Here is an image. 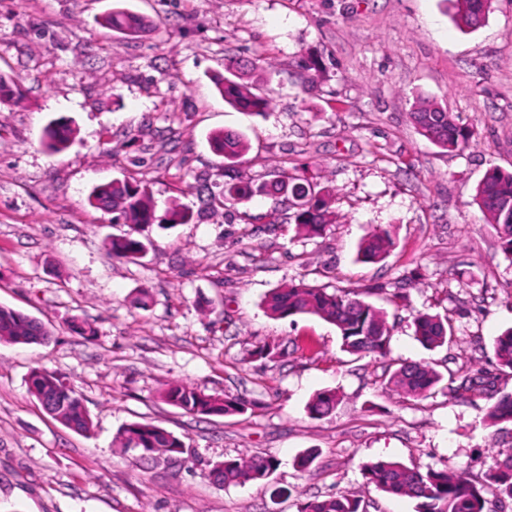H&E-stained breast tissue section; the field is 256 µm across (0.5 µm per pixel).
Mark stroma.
<instances>
[{
  "label": "stroma",
  "instance_id": "obj_1",
  "mask_svg": "<svg viewBox=\"0 0 512 512\" xmlns=\"http://www.w3.org/2000/svg\"><path fill=\"white\" fill-rule=\"evenodd\" d=\"M115 7L155 30L103 27ZM239 58L266 63L267 114L217 92L215 77ZM0 71L25 90L0 103V305L52 332L46 345L0 344V512H298L345 493L365 512H421L420 500L366 484L362 465L385 459L481 481L512 447V430L484 422L490 398L453 389L472 376L512 391L492 350L512 327V260L473 201L489 168L512 171V0H493L471 32L443 0H0ZM419 96L474 126L465 150L418 134L409 113ZM60 118L73 135L53 154L41 135ZM222 128L250 142L230 169L208 142ZM281 173L331 189L336 221L322 236L297 237L276 221L273 199L216 210L197 192ZM124 178L192 212L150 230L135 262L112 258L105 240L125 227L87 202L93 186ZM378 226L393 248L358 261ZM299 280L363 291L385 308L388 360L344 352L318 317L268 315L266 296ZM400 288L407 302L397 307ZM419 312L450 317L453 342L423 348ZM76 321L95 339L74 332ZM263 344L282 356L251 358ZM399 360L438 370L436 392L393 391L387 364ZM35 367L76 392L91 432L47 414L27 388ZM176 382L251 406L188 414L161 398ZM327 389L339 404L312 417L310 399ZM132 422L172 432L185 453L137 460L115 441ZM308 450L314 462L297 471ZM254 453L278 462L267 480H210L212 463Z\"/></svg>",
  "mask_w": 512,
  "mask_h": 512
}]
</instances>
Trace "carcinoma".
I'll return each mask as SVG.
<instances>
[{
	"label": "carcinoma",
	"instance_id": "cac0c4a2",
	"mask_svg": "<svg viewBox=\"0 0 512 512\" xmlns=\"http://www.w3.org/2000/svg\"><path fill=\"white\" fill-rule=\"evenodd\" d=\"M492 0H454L455 20L461 27L471 29L481 17H486ZM102 24L118 33L136 37L148 31L153 23L143 15L124 8H114ZM217 89L224 101L250 114L263 115L271 100L263 93L251 90L238 79L220 78ZM23 98L21 84L14 77L0 73V101ZM410 118L419 134L438 148L447 152L464 150L474 136V128L463 124L441 104L419 99L415 102ZM71 130L61 122L49 123L43 131V144L51 152L67 148ZM214 153L224 157V164L233 166L249 150L250 144L239 132L218 130L209 135ZM286 187L281 201L292 206L288 220L294 222L295 232L302 236H320L327 225L333 223L334 212L329 200L330 190L318 187L313 179L299 176L260 183H242L235 179L224 182L220 191L222 200L207 195L210 204H238L255 196H275ZM91 206L112 215V223L124 224L128 232L107 241L108 250L116 259L134 262L147 249L143 233L153 225L160 227L186 224L190 213L183 207L169 205L158 210L147 186L127 180L114 179L96 186L88 196ZM475 202L498 235L503 254L512 259V172L499 168L488 169L476 188ZM392 245L390 232L375 228L360 245L358 258L363 262L377 263L385 259ZM267 313L276 318L295 315L317 316L333 325L339 333L344 351L357 357L385 358L390 350L391 327L387 312L364 300L361 294L343 288L328 290L301 280L286 284L271 292L265 300ZM414 335L425 348L432 350L451 342L452 321L447 316L419 312L413 319ZM50 332L37 320L10 307L0 306V343L42 344ZM493 350L498 366L512 370V328L495 336ZM443 376L426 363H400L390 371L388 383L407 397L422 398L431 395ZM30 393L45 404V410L65 425H75L76 430L88 432L92 421L75 391L48 371L35 367L28 377ZM457 390L473 398L489 391L483 381L464 378ZM163 400L187 413L206 416H231L244 413L251 402L238 396L208 394L183 384L170 385L162 395ZM338 403L336 392L323 390L314 395L308 404L313 416L330 414ZM490 427L503 423L512 424V392L503 393L486 413ZM122 447L138 451V458L146 459L156 453L179 456L184 453L183 441L166 429L150 424L133 422L118 436ZM277 467L271 456L253 455L249 458L226 459L213 464L209 476L219 486L244 484L269 478ZM366 482L394 496L422 500L423 512H491V493L496 502H512V453L496 462L484 482L473 480L467 473L446 469H423L401 462L377 459L362 468ZM299 512H362L361 503L347 495H336L305 502Z\"/></svg>",
	"mask_w": 512,
	"mask_h": 512
}]
</instances>
